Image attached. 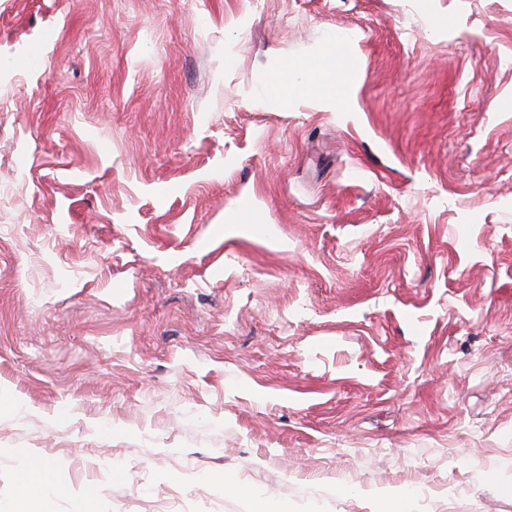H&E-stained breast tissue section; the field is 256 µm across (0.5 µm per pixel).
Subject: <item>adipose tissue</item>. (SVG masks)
I'll use <instances>...</instances> for the list:
<instances>
[{
  "label": "adipose tissue",
  "instance_id": "ef3b65f1",
  "mask_svg": "<svg viewBox=\"0 0 512 512\" xmlns=\"http://www.w3.org/2000/svg\"><path fill=\"white\" fill-rule=\"evenodd\" d=\"M345 67L341 46L335 41L319 58L296 62L290 74L276 75L270 83L281 98H290L304 90L315 96L326 108L343 112L347 109L346 100L337 93L331 75Z\"/></svg>",
  "mask_w": 512,
  "mask_h": 512
}]
</instances>
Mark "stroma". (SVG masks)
<instances>
[{"label":"stroma","instance_id":"35a3bbf8","mask_svg":"<svg viewBox=\"0 0 512 512\" xmlns=\"http://www.w3.org/2000/svg\"><path fill=\"white\" fill-rule=\"evenodd\" d=\"M399 490L512 512V0H0V512ZM341 46L336 39L315 60H302L294 64L289 76L278 74L270 83L282 99L288 100L299 90H305L315 96L326 108L336 112L349 111L346 100L336 92V82L330 74L346 69Z\"/></svg>","mask_w":512,"mask_h":512}]
</instances>
